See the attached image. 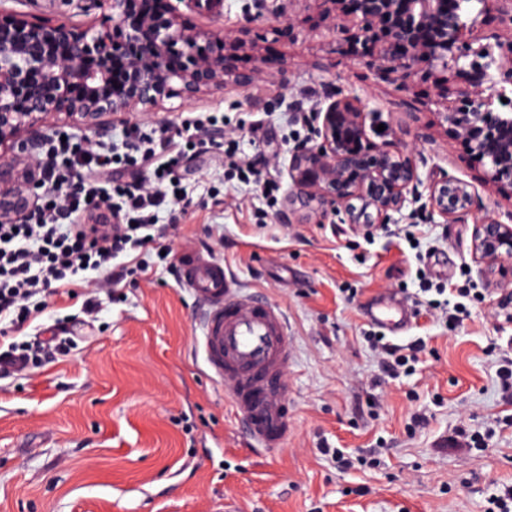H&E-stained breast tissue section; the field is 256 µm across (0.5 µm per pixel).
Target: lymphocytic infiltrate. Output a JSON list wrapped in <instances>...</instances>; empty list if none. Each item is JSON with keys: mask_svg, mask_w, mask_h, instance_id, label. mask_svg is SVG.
Listing matches in <instances>:
<instances>
[{"mask_svg": "<svg viewBox=\"0 0 512 512\" xmlns=\"http://www.w3.org/2000/svg\"><path fill=\"white\" fill-rule=\"evenodd\" d=\"M218 116L186 121L179 140L129 127L130 150L113 153L104 146H83L74 139L52 137L43 147L41 173L50 190L15 224L0 223V318L19 327L27 317L25 303L50 293L53 283L97 273L107 283L120 278L111 262L135 247L153 243L148 228L167 203V184L189 175L187 154L207 152ZM154 161L157 189L146 188L133 173ZM112 211V224H86L89 205Z\"/></svg>", "mask_w": 512, "mask_h": 512, "instance_id": "f902f5d3", "label": "lymphocytic infiltrate"}]
</instances>
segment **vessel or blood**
Returning a JSON list of instances; mask_svg holds the SVG:
<instances>
[{
	"mask_svg": "<svg viewBox=\"0 0 512 512\" xmlns=\"http://www.w3.org/2000/svg\"><path fill=\"white\" fill-rule=\"evenodd\" d=\"M180 283L203 312L197 339L213 381L261 448L283 445L292 430L285 376L290 338L284 313L273 301L244 293L222 261L193 245L178 255ZM406 302L378 296L363 310L374 327L399 332L409 323Z\"/></svg>",
	"mask_w": 512,
	"mask_h": 512,
	"instance_id": "vessel-or-blood-1",
	"label": "vessel or blood"
}]
</instances>
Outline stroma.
Listing matches in <instances>:
<instances>
[{
    "mask_svg": "<svg viewBox=\"0 0 512 512\" xmlns=\"http://www.w3.org/2000/svg\"><path fill=\"white\" fill-rule=\"evenodd\" d=\"M7 7L80 31L110 11L107 0ZM254 10L253 0H219L209 11L181 0L182 25L239 36L250 49L201 93L132 112L99 140L119 143L127 125L173 137L186 117L221 114L240 154H265L277 203L234 179L231 158L212 149L193 160L183 203L160 213L168 258L136 248L120 257L129 272L116 288L80 280L31 299L12 341L69 324L84 332L0 378V512H490L512 491V402L497 379L512 358V296L487 283L471 254L481 215L511 212L512 197L486 187L482 168L440 124L432 81L421 76L405 90L379 79L348 53L325 0L246 24ZM337 93L377 113L418 166L419 207L388 227L318 224L286 204L295 110ZM449 173L473 185L479 202L459 221H427L428 197ZM185 244L222 260L287 317L293 431L282 447H251L204 371L198 309L177 273ZM429 288H468L477 299L451 323L426 307ZM380 292L411 306L409 329L387 341L426 343L411 371L384 381L362 316ZM90 298L99 307L89 316ZM332 448L349 469L338 468Z\"/></svg>",
    "mask_w": 512,
    "mask_h": 512,
    "instance_id": "stroma-1",
    "label": "stroma"
}]
</instances>
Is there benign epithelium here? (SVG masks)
Listing matches in <instances>:
<instances>
[{"instance_id": "7a95c632", "label": "benign epithelium", "mask_w": 512, "mask_h": 512, "mask_svg": "<svg viewBox=\"0 0 512 512\" xmlns=\"http://www.w3.org/2000/svg\"><path fill=\"white\" fill-rule=\"evenodd\" d=\"M335 6L336 32L347 41L376 40L370 57L376 70L407 88L418 75L433 79L444 106L440 123L464 142L484 168L485 183L512 190V40L484 31L490 17L512 27V0H481L470 14L462 0H327ZM136 0H110L112 14L78 33L64 21L0 6V223H10L36 205L46 190L30 144L43 138L48 119L63 112L80 119L93 135L106 122L173 94L192 96L227 71L224 34L199 44L201 33L176 22L178 2L168 0L162 17L141 14L127 26ZM177 49L194 62L174 72L167 58ZM122 58L126 86L111 83L110 60ZM477 79L457 84V72ZM70 84L83 88L66 97ZM507 102H502V99ZM376 114L359 97L333 95L311 112L309 136L289 149L288 206L312 210L319 224L395 222L420 199L416 163L376 130ZM475 189L448 176L431 192L430 215L445 221L474 204ZM501 221L487 212L475 224L471 252L485 280L512 258V211Z\"/></svg>"}]
</instances>
